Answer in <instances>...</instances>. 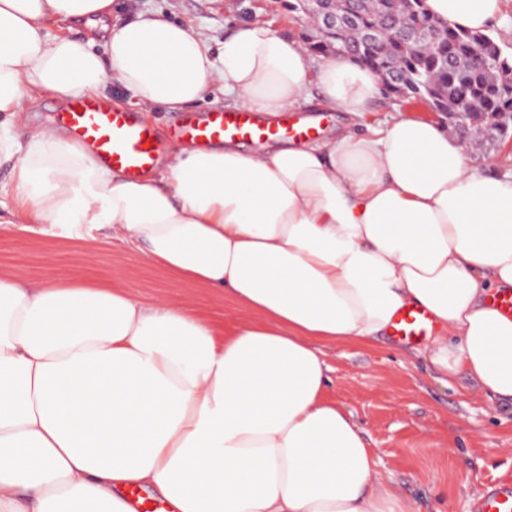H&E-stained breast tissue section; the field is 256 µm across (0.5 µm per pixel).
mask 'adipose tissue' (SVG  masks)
Instances as JSON below:
<instances>
[{
  "mask_svg": "<svg viewBox=\"0 0 512 512\" xmlns=\"http://www.w3.org/2000/svg\"><path fill=\"white\" fill-rule=\"evenodd\" d=\"M115 0H0V164L21 231L95 248L118 238L177 281L246 309L225 332L189 308L109 281L0 274V512H129L131 485L177 512H413L375 477L363 430L327 398L321 342L367 343L402 307L437 330L423 354L449 378L512 400V173L485 175L439 124L401 112L359 134L246 150H175L132 180L63 131L28 127L34 90L182 109L221 91L275 118L319 91L368 112L377 74L316 62L296 36L242 21L213 53L158 14L92 41ZM502 0H426L483 30Z\"/></svg>",
  "mask_w": 512,
  "mask_h": 512,
  "instance_id": "1",
  "label": "adipose tissue"
}]
</instances>
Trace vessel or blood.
<instances>
[{
  "mask_svg": "<svg viewBox=\"0 0 512 512\" xmlns=\"http://www.w3.org/2000/svg\"><path fill=\"white\" fill-rule=\"evenodd\" d=\"M56 121L96 163L122 171L128 178L136 179L148 173L161 156L162 144L153 126L108 100L68 98ZM319 131V125L314 123L300 125L285 119L267 122L257 113L238 109L217 111L202 121L186 119L175 136L204 144L221 139L263 143L302 140L318 135ZM432 329L430 313L413 306L395 313L390 334L397 343L412 344L425 339ZM473 512H512V481L488 483Z\"/></svg>",
  "mask_w": 512,
  "mask_h": 512,
  "instance_id": "obj_1",
  "label": "vessel or blood"
}]
</instances>
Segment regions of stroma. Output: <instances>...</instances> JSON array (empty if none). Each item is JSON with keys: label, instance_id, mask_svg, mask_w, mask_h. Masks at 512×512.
<instances>
[{"label": "stroma", "instance_id": "obj_1", "mask_svg": "<svg viewBox=\"0 0 512 512\" xmlns=\"http://www.w3.org/2000/svg\"><path fill=\"white\" fill-rule=\"evenodd\" d=\"M107 19L115 27L141 12L161 14L203 31L212 48L233 22L258 19L284 33H301L288 0H119ZM108 280L142 299L164 297L229 325L248 314L207 289L173 281L121 245L90 251L72 242L49 243L0 230V272L29 282L50 271ZM331 368L328 398L351 413L365 433L385 485L408 498L415 512H470L486 481L512 480V403L488 398L464 378L443 380L412 347L382 336L371 345L325 343Z\"/></svg>", "mask_w": 512, "mask_h": 512}]
</instances>
